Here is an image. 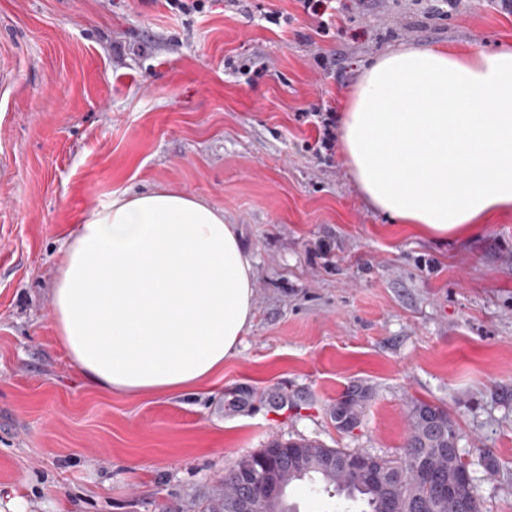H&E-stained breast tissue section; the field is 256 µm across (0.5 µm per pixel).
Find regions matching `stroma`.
<instances>
[{
	"label": "stroma",
	"mask_w": 512,
	"mask_h": 512,
	"mask_svg": "<svg viewBox=\"0 0 512 512\" xmlns=\"http://www.w3.org/2000/svg\"><path fill=\"white\" fill-rule=\"evenodd\" d=\"M331 5L325 34L301 0H0V512H202L274 438L401 458L421 401L459 427L481 512H512V212L442 241L313 149L366 61L512 42V0ZM157 187L237 226L254 316L193 395L107 394L57 340L53 271L92 211Z\"/></svg>",
	"instance_id": "stroma-1"
}]
</instances>
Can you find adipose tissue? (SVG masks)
Masks as SVG:
<instances>
[{"instance_id": "ef3b65f1", "label": "adipose tissue", "mask_w": 512, "mask_h": 512, "mask_svg": "<svg viewBox=\"0 0 512 512\" xmlns=\"http://www.w3.org/2000/svg\"><path fill=\"white\" fill-rule=\"evenodd\" d=\"M340 140L357 187L394 223L445 239L512 211V42L389 50L353 85ZM253 309L236 225L169 188L94 210L52 288L60 345L107 393L191 392L237 353Z\"/></svg>"}]
</instances>
